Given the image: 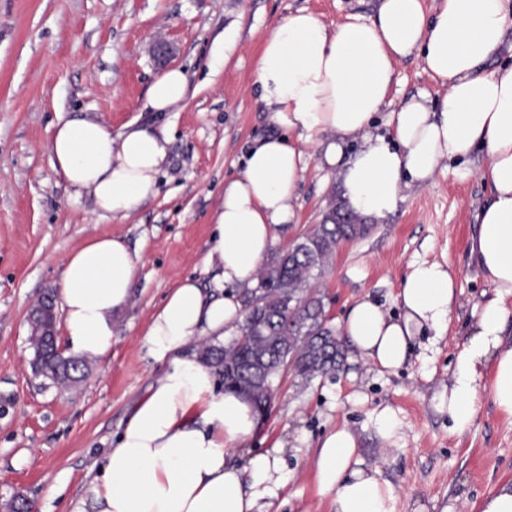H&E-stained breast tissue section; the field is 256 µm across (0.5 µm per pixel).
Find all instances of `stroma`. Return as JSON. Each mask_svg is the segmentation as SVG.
Returning a JSON list of instances; mask_svg holds the SVG:
<instances>
[{"instance_id": "obj_1", "label": "stroma", "mask_w": 512, "mask_h": 512, "mask_svg": "<svg viewBox=\"0 0 512 512\" xmlns=\"http://www.w3.org/2000/svg\"><path fill=\"white\" fill-rule=\"evenodd\" d=\"M378 0H0V504L26 495L35 512H69L93 478L161 367L143 345L153 311L179 281L210 287L216 267L205 257L224 183L237 177L252 140L276 133L261 100L256 65L264 37L305 8L331 24L373 15ZM173 45L166 63L150 49L158 36ZM186 76L185 100L173 111L147 107L164 69ZM447 89L422 61L397 63L387 111L427 95L440 105ZM99 118L113 133L132 122L171 135L168 163L149 195L127 218L96 212L54 171L48 143L59 117ZM306 170L296 219L278 248L309 233L342 195L335 169L305 147ZM481 155L441 168L422 186L404 189L396 211L373 220L362 238L341 242L318 279L332 327L363 296L399 313L396 296L414 260L438 261L457 276L458 303L448 335L430 360L411 354L392 374L344 362L334 375L298 384L282 373L280 388L251 441L253 449L300 434L286 456L291 479L276 512H331L313 460L320 439L346 425L362 455L396 489V512L417 504L434 512H475L491 487L512 482V418L482 399L470 430L448 429L435 407L448 367L475 322L472 310L492 293L470 256L475 216L491 198ZM122 237L140 255L134 296L117 318L112 351L91 365L74 389L33 375L30 306L61 286L62 262L86 240ZM391 408L400 435L383 442L375 410Z\"/></svg>"}]
</instances>
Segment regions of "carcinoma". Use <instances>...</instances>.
I'll return each mask as SVG.
<instances>
[{
	"label": "carcinoma",
	"mask_w": 512,
	"mask_h": 512,
	"mask_svg": "<svg viewBox=\"0 0 512 512\" xmlns=\"http://www.w3.org/2000/svg\"><path fill=\"white\" fill-rule=\"evenodd\" d=\"M365 219L333 203L313 232L273 253L242 293L245 312L240 335L227 343H204L200 356L215 368L224 390L267 403L280 371L290 368L306 385L336 371L344 358L342 341L327 325L328 312L315 281L343 241L367 235ZM44 347L49 368L78 385L89 375L82 358L58 365Z\"/></svg>",
	"instance_id": "obj_1"
}]
</instances>
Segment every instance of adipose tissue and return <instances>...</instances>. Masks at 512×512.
Masks as SVG:
<instances>
[{
	"label": "adipose tissue",
	"instance_id": "adipose-tissue-1",
	"mask_svg": "<svg viewBox=\"0 0 512 512\" xmlns=\"http://www.w3.org/2000/svg\"><path fill=\"white\" fill-rule=\"evenodd\" d=\"M503 52L512 54L505 0H440L430 17L421 0H380L372 16L332 25L302 8L264 38L256 81L278 131L253 141L241 175L224 187L207 253L217 269L212 290L185 279L153 313L144 345L162 371L71 512H272L289 479V439L249 452L244 464L228 460L229 451L246 450L258 416L246 397L216 392L214 368L187 347L238 335L239 290L295 217L307 146L335 168L344 205L375 219L396 210L404 187L432 180L443 161L482 155L492 196L476 215L471 255L493 295L473 309L476 322L437 408L458 435L470 429L485 397L512 418V343L505 339L512 321V63L483 69ZM413 54L447 94L437 108L410 98L378 132L395 66ZM186 93L185 75L171 69L151 86L148 105L169 112ZM354 141L360 147L348 153ZM169 143L164 129L132 122L116 135L83 117L59 120L49 151L76 194L90 195L101 216L123 218L152 192ZM139 261L112 235L67 255L59 302L75 355L99 360L111 351L114 319L132 298ZM397 300L396 316L367 296L350 308L341 337L352 361L393 373L415 344L434 350L452 319L456 282L443 264L416 261ZM314 466L333 512H396L395 489L362 457L350 427L325 434Z\"/></svg>",
	"mask_w": 512,
	"mask_h": 512
}]
</instances>
